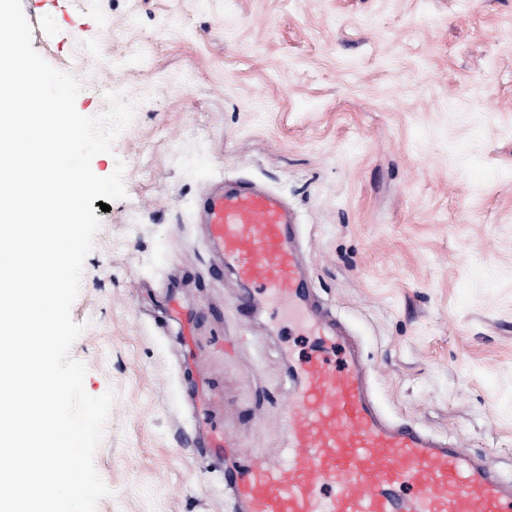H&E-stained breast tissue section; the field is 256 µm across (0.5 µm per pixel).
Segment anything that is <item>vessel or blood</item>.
Masks as SVG:
<instances>
[{
  "label": "vessel or blood",
  "mask_w": 512,
  "mask_h": 512,
  "mask_svg": "<svg viewBox=\"0 0 512 512\" xmlns=\"http://www.w3.org/2000/svg\"><path fill=\"white\" fill-rule=\"evenodd\" d=\"M207 245L231 270L249 313L274 299L301 313L340 366L309 357L291 364L285 448L240 463L225 478L235 512H512V481L415 425L387 418L346 328L318 304L302 271L295 214L265 187L236 181L200 199Z\"/></svg>",
  "instance_id": "obj_1"
}]
</instances>
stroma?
I'll use <instances>...</instances> for the list:
<instances>
[{"mask_svg": "<svg viewBox=\"0 0 512 512\" xmlns=\"http://www.w3.org/2000/svg\"><path fill=\"white\" fill-rule=\"evenodd\" d=\"M27 19L79 113L135 104L91 162L124 163L127 196L71 309L86 392L117 393L97 512H231L189 393L238 454L282 447L288 365L313 342L274 306L246 320L213 276L196 205L222 178L288 199L382 410L512 475V0H60ZM173 302L191 338L158 335Z\"/></svg>", "mask_w": 512, "mask_h": 512, "instance_id": "stroma-1", "label": "stroma"}]
</instances>
